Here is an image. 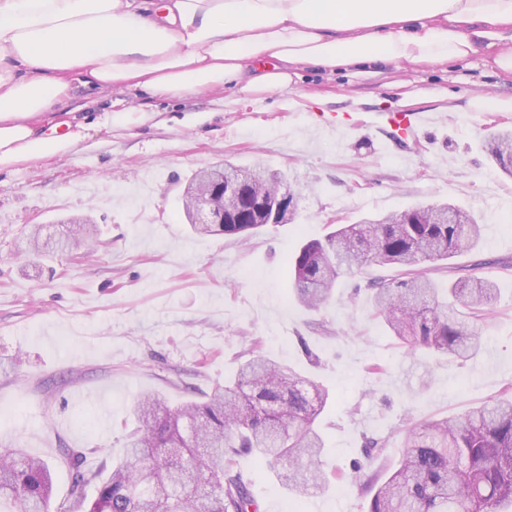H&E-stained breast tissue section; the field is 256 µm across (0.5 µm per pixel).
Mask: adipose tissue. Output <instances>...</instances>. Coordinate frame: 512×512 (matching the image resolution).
I'll use <instances>...</instances> for the list:
<instances>
[{
  "mask_svg": "<svg viewBox=\"0 0 512 512\" xmlns=\"http://www.w3.org/2000/svg\"><path fill=\"white\" fill-rule=\"evenodd\" d=\"M512 0H0V168L73 151V81L180 98L285 89L293 68L441 64L495 49Z\"/></svg>",
  "mask_w": 512,
  "mask_h": 512,
  "instance_id": "ef3b65f1",
  "label": "adipose tissue"
}]
</instances>
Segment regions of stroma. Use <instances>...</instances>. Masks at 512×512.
I'll list each match as a JSON object with an SVG mask.
<instances>
[{
  "instance_id": "1",
  "label": "stroma",
  "mask_w": 512,
  "mask_h": 512,
  "mask_svg": "<svg viewBox=\"0 0 512 512\" xmlns=\"http://www.w3.org/2000/svg\"><path fill=\"white\" fill-rule=\"evenodd\" d=\"M149 110L127 124L98 125L115 102ZM427 115L415 142L383 128H317L319 112ZM56 111L84 128L75 150L0 168V445H20L53 469V512L69 498L68 450L87 465L123 457L134 398L170 405L234 375L255 348L312 376L331 401L321 416L325 470L336 486L322 512H367L370 476L396 462L407 421L455 416L512 381V176L482 148L512 129V73L490 51L430 65L296 69L291 88L244 94L233 85L183 98L75 84ZM260 165L298 197L294 218L248 238L195 233L181 191L216 163ZM428 203L463 208L481 226L470 251L439 262L440 284L493 280L499 295L478 322L482 349L460 362L415 360L388 336L364 294L368 280L396 278L376 264L339 279L318 311L293 303L288 262L304 243L341 224ZM89 217L98 245L71 238L69 219ZM66 240L67 254L31 251L27 234ZM83 389L91 400L72 394ZM111 392V401L96 392ZM385 438L367 458L365 441ZM261 512H310L252 457L239 460Z\"/></svg>"
}]
</instances>
